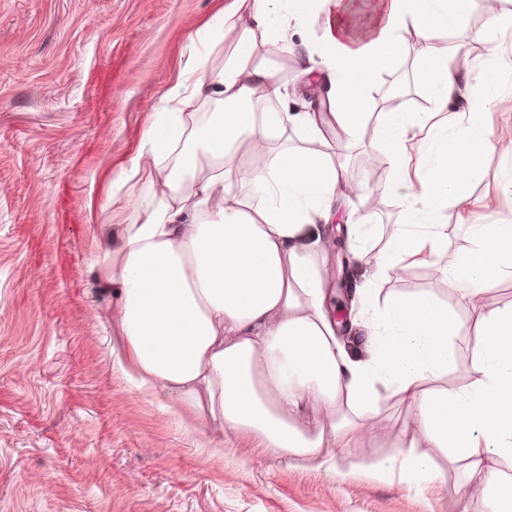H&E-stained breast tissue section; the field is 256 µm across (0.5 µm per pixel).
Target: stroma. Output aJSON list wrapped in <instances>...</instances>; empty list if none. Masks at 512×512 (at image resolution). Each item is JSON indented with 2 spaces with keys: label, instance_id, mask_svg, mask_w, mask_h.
Wrapping results in <instances>:
<instances>
[{
  "label": "stroma",
  "instance_id": "1",
  "mask_svg": "<svg viewBox=\"0 0 512 512\" xmlns=\"http://www.w3.org/2000/svg\"><path fill=\"white\" fill-rule=\"evenodd\" d=\"M231 0H0V512H472L485 476L458 466L439 486L399 478L398 453L367 433L332 448V466L277 457L259 439L224 432L216 457L165 411L160 392H141L119 369L113 348L114 294L92 271L103 225L127 224L137 202L113 194L162 90L178 83L190 34ZM483 0L439 43L463 47L477 69L512 58V27L496 44L479 40ZM403 53L375 80L376 107L399 96L420 110L426 94L417 60L423 45L402 33ZM255 56L291 94L294 112L325 109L328 78L303 72L305 49L256 35ZM481 121L512 138V72L503 73ZM321 128L347 181L387 182L389 160L369 137L344 146L343 131ZM465 205L448 206L444 263L470 248L480 219L512 223V156L483 162ZM373 231L363 259L346 237L350 210ZM401 209L393 195L364 192L337 203L328 228L347 258L345 287L373 264ZM382 294L433 293L458 320L454 387L469 382L480 314L512 307V279L487 281L478 298L436 282L424 265L380 285ZM384 463L373 479L361 460Z\"/></svg>",
  "mask_w": 512,
  "mask_h": 512
}]
</instances>
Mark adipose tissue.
Here are the masks:
<instances>
[{
  "mask_svg": "<svg viewBox=\"0 0 512 512\" xmlns=\"http://www.w3.org/2000/svg\"><path fill=\"white\" fill-rule=\"evenodd\" d=\"M471 0H378L358 31L349 0H233L200 35L208 50L225 26L248 16L221 70L203 72L190 49L182 80L160 97L162 109L145 132L113 193L151 186L136 218L112 227L111 246L93 268L115 290L112 324L125 344L119 367L137 389L165 391L190 428L223 435L231 428L259 437L287 457L327 461L370 431L388 436L408 479L446 484L425 448L449 464L485 471L493 512H512V482L489 459L512 462V307L481 316L470 381L456 388L459 323L432 293L378 301L376 283L400 276L411 259L448 250L440 215L466 201V187L494 151L512 153V139L494 138L479 119L498 72L471 71L458 49L438 44L455 29ZM322 24L306 51L308 72L328 71L333 117L349 140L370 128L386 153L402 219L359 288L365 316L363 352L336 336L325 309L331 249L326 226L347 183L327 154L314 113L292 112L286 88L254 60V32L286 38L290 29ZM413 28L424 50L420 81L429 112L372 113L377 76L402 54L400 33ZM472 110L448 133L435 122L457 99ZM218 104L205 123L190 105ZM296 129L303 151L280 146ZM423 132L417 161L411 134ZM469 251L436 266L438 280L473 294L490 276L512 277V224L470 227ZM398 398L417 416L413 432L387 426L381 396ZM325 409L317 432L298 424L307 403Z\"/></svg>",
  "mask_w": 512,
  "mask_h": 512,
  "instance_id": "adipose-tissue-1",
  "label": "adipose tissue"
}]
</instances>
